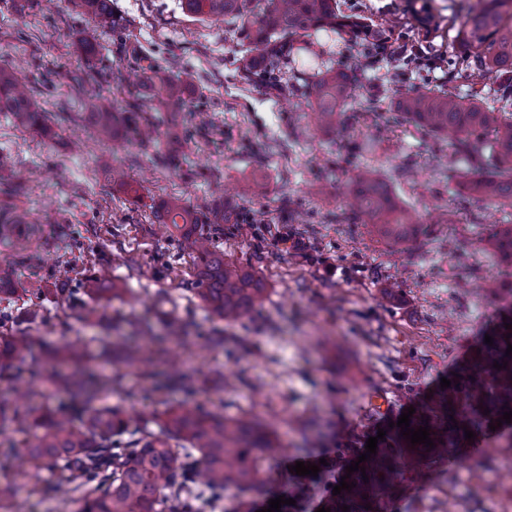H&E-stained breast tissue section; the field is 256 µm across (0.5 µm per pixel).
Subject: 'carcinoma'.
Wrapping results in <instances>:
<instances>
[{
    "instance_id": "cac0c4a2",
    "label": "carcinoma",
    "mask_w": 512,
    "mask_h": 512,
    "mask_svg": "<svg viewBox=\"0 0 512 512\" xmlns=\"http://www.w3.org/2000/svg\"><path fill=\"white\" fill-rule=\"evenodd\" d=\"M185 13L197 20L236 17L248 28V55L243 58V78H261L277 87L281 83V58L294 49V40L314 29H343L373 40L384 34L374 22L343 13L337 0H181ZM75 6L93 16L101 29L116 23L112 0H78ZM454 41L465 51L457 60L466 74L467 89L455 86L437 90L397 93L394 111L415 127L455 140L466 161L462 188L477 199L512 203V0H477L468 7L465 21L455 29ZM368 61L348 68L334 65L320 70L311 81L292 87L296 96L316 110L323 127L336 123L344 103L358 89V73ZM138 84L151 90L157 109L181 108L188 85L155 68L138 76ZM83 107L100 141H119L144 135L139 122L120 125L112 103L94 88L82 89ZM0 112L11 114L15 125L29 129L43 125V115L16 75L0 68ZM352 213L383 239L395 244L418 237L423 223L402 207L387 184L370 167H358L351 177ZM158 221L161 230L175 229L182 249L196 271V295L216 317L235 322L264 300L265 288L255 273L224 262L210 237L199 231L197 211L178 197L170 198ZM41 228L25 213L0 224V247L15 250L24 265L36 257L22 241L37 238ZM489 249L512 263V225L498 228L487 240ZM82 294L95 301L120 299L125 288L102 274L85 277ZM500 322L491 337L458 370L450 387L438 392L430 404L410 420V428L430 427L434 447L411 444L396 430L377 444L376 453L360 463L345 479L355 487L331 497L330 512H381L384 504L403 489L406 475L441 458L450 448L465 445V430H479L512 410V329ZM511 338H506V335ZM139 343L105 342L102 354L128 365L153 362L147 346L155 337L147 325L138 332ZM39 338L0 318V377L34 356ZM52 361H67L72 369H52L42 374L45 396L68 395L80 411L62 415L49 408L42 417L20 412L18 401L0 400V426L32 434L19 466L38 469L53 466L67 473L82 491L79 512H198L205 500L215 506L229 485H255L261 462L279 453L276 434L256 418L226 416L198 407L164 411L158 420L136 419L120 408L100 402L112 391V376L92 364L78 340L46 349ZM505 365L499 370L494 363ZM489 414H483L484 410ZM371 508H366V505Z\"/></svg>"
}]
</instances>
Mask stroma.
Here are the masks:
<instances>
[{"instance_id": "stroma-1", "label": "stroma", "mask_w": 512, "mask_h": 512, "mask_svg": "<svg viewBox=\"0 0 512 512\" xmlns=\"http://www.w3.org/2000/svg\"><path fill=\"white\" fill-rule=\"evenodd\" d=\"M469 2L429 0L440 20L428 40L432 54L447 55ZM346 7L372 19L393 15L405 44L421 43L407 0H348ZM112 10L117 28L86 54L78 40L94 22L69 0L51 9L45 0H0V67L30 88L47 125L43 132L19 128L0 112V183L23 187L0 195V205L29 211L44 229L28 264L0 249V272H9L11 287L0 294V314L26 318L29 333L49 343L82 337L94 353L102 336L130 335L131 321L147 316L156 298L200 332L223 330L224 346L186 345L188 387L165 365L148 381L143 367L113 362L119 382L112 404L145 418L178 405L257 415L283 448L261 469L268 490L299 483L311 499L324 498L320 480H295L285 463L350 438L365 447L452 378L501 316H512V264L485 243L500 225H512V207L459 195L448 176L466 164L448 139L387 109L360 111V97L397 76L389 58L368 68L335 129L325 131L288 89L271 93L261 81L243 80L249 44L239 22L194 19L180 0H112ZM310 40L340 67L364 56L348 32L320 31ZM149 65L189 84L186 111L145 103L155 141L99 149L73 72L93 77L121 106L128 75ZM397 78L404 91L434 88L448 72ZM170 134L186 144L166 162L157 144ZM367 139L371 153L350 152V143ZM363 164L376 168L401 205L423 218L444 215L445 223L399 245L380 240L347 208L352 169ZM173 196L199 212L225 258L261 278L266 301L238 322L207 314L179 237L155 225V211ZM91 267L122 283L123 299L66 301L26 289L32 279L49 289L80 287ZM491 276L501 284L495 295L483 288ZM24 451V434L0 427V484L14 487L26 512H78L80 493L60 469L14 468L12 454ZM57 483V493L32 491ZM383 512H512V424L449 453Z\"/></svg>"}]
</instances>
